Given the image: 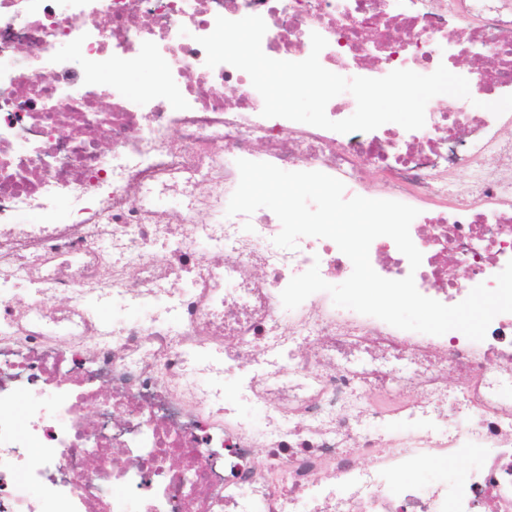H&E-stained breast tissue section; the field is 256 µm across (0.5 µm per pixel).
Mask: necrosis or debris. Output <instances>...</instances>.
Segmentation results:
<instances>
[{
  "mask_svg": "<svg viewBox=\"0 0 512 512\" xmlns=\"http://www.w3.org/2000/svg\"><path fill=\"white\" fill-rule=\"evenodd\" d=\"M249 15L274 59H306L316 32L321 65L348 78L442 65L512 94V0H0V512H512V313L475 342L320 292L288 310L282 291L311 266L350 276L333 241L278 248L265 208L191 218L216 171L232 196L237 160L320 171L346 197L417 208L420 267L387 237L371 266L454 305L512 260V114L433 99L421 129L346 134L262 117L249 75L208 67L198 42L217 17ZM146 60L163 69L137 93ZM171 196L180 209L147 203ZM93 301L111 306L110 331ZM307 336L319 346L303 356ZM215 359L238 374L237 401L189 388ZM394 360L412 388L392 404ZM446 363L466 374L457 389ZM440 453L464 478L406 481Z\"/></svg>",
  "mask_w": 512,
  "mask_h": 512,
  "instance_id": "necrosis-or-debris-1",
  "label": "necrosis or debris"
}]
</instances>
